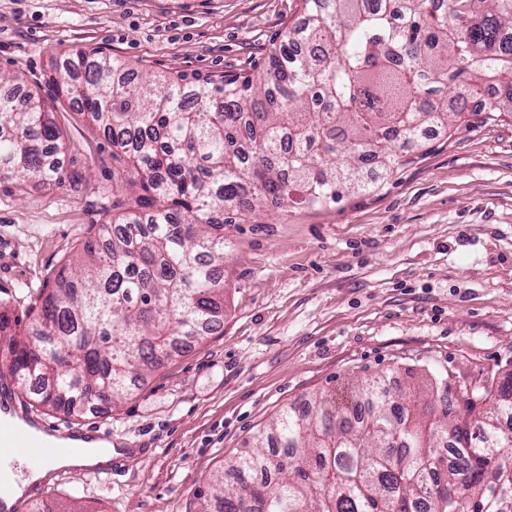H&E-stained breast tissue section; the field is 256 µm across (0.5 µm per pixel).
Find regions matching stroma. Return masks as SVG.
Instances as JSON below:
<instances>
[{"label":"stroma","mask_w":512,"mask_h":512,"mask_svg":"<svg viewBox=\"0 0 512 512\" xmlns=\"http://www.w3.org/2000/svg\"><path fill=\"white\" fill-rule=\"evenodd\" d=\"M301 0H0V75L55 99L62 186L0 178V310L28 323L59 268L112 216V144L48 81L98 48L151 74H256ZM364 191L224 228V324L139 380L119 408L59 425L106 430L112 477L63 473L53 512H197L212 475L287 406L356 377L452 391L512 372V118L467 113Z\"/></svg>","instance_id":"obj_1"}]
</instances>
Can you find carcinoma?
Returning a JSON list of instances; mask_svg holds the SVG:
<instances>
[{"instance_id": "carcinoma-1", "label": "carcinoma", "mask_w": 512, "mask_h": 512, "mask_svg": "<svg viewBox=\"0 0 512 512\" xmlns=\"http://www.w3.org/2000/svg\"><path fill=\"white\" fill-rule=\"evenodd\" d=\"M258 77L138 73L101 49L54 67L56 94L112 142V220L40 293L24 335L0 312V354L36 405L118 406L135 379L224 322V225L290 202L365 190L422 129L446 132L486 95L512 115V0H302ZM50 106L0 89V177L65 183ZM429 388L390 397L387 377L347 397L283 409L232 454L199 512H512V373L476 406ZM463 403L464 411L457 410ZM457 451L439 454L445 444Z\"/></svg>"}]
</instances>
